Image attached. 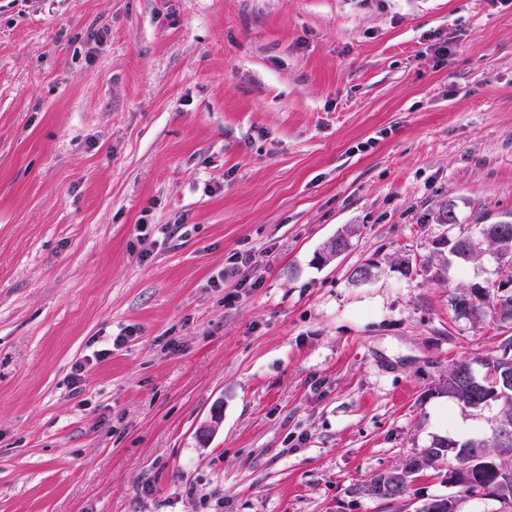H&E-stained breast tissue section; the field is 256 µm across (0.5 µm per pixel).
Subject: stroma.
Instances as JSON below:
<instances>
[{
    "instance_id": "stroma-1",
    "label": "stroma",
    "mask_w": 512,
    "mask_h": 512,
    "mask_svg": "<svg viewBox=\"0 0 512 512\" xmlns=\"http://www.w3.org/2000/svg\"><path fill=\"white\" fill-rule=\"evenodd\" d=\"M503 220L512 0H0V512H403ZM478 241L473 239L458 240L452 244L450 251L457 253L464 261L473 259L483 250L492 249L496 254L512 258V224H485L480 231ZM487 246L484 248L482 246Z\"/></svg>"
}]
</instances>
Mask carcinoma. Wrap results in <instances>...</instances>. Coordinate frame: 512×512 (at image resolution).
I'll use <instances>...</instances> for the list:
<instances>
[{
  "mask_svg": "<svg viewBox=\"0 0 512 512\" xmlns=\"http://www.w3.org/2000/svg\"><path fill=\"white\" fill-rule=\"evenodd\" d=\"M481 239L458 240L452 244L450 251L459 258L468 261L479 255L482 247L493 250L496 254L512 257V224H485ZM484 299L473 295V289L467 288L454 298L455 309L463 315L476 316L480 313ZM512 355V338L506 340L501 356L476 357L457 362L448 370V376L440 379L434 386L432 394L448 397L449 400L470 407L482 400L483 390L478 383L471 381L469 371L473 365L488 363L498 376L512 378V360L504 357ZM506 409L493 430L491 438L473 437L466 440L437 438L420 456L413 457L391 470L379 473L363 484L355 487L353 492L373 496L381 500L397 497L403 476L414 478L424 469L448 456V449H457L468 488L466 492L472 497L483 496L486 489L499 487V502L512 508V387L497 397Z\"/></svg>",
  "mask_w": 512,
  "mask_h": 512,
  "instance_id": "1",
  "label": "carcinoma"
}]
</instances>
